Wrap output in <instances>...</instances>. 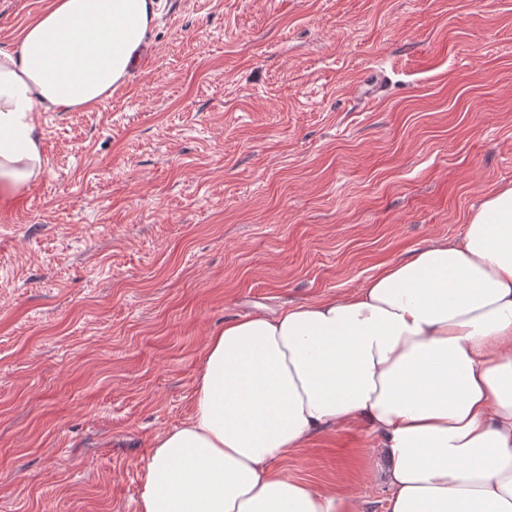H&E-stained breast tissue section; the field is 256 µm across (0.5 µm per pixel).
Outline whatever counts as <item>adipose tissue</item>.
Listing matches in <instances>:
<instances>
[{
	"label": "adipose tissue",
	"mask_w": 512,
	"mask_h": 512,
	"mask_svg": "<svg viewBox=\"0 0 512 512\" xmlns=\"http://www.w3.org/2000/svg\"><path fill=\"white\" fill-rule=\"evenodd\" d=\"M154 16L50 0L0 48V200L43 170L37 113L105 102ZM356 420L388 462V512H512V185L344 297L226 321L190 417L152 443L138 512H361L275 467Z\"/></svg>",
	"instance_id": "ef3b65f1"
}]
</instances>
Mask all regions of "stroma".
Returning <instances> with one entry per match:
<instances>
[{
  "label": "stroma",
  "mask_w": 512,
  "mask_h": 512,
  "mask_svg": "<svg viewBox=\"0 0 512 512\" xmlns=\"http://www.w3.org/2000/svg\"><path fill=\"white\" fill-rule=\"evenodd\" d=\"M46 0H0L14 47ZM0 204V512H137L225 320L339 298L512 184V0H155ZM279 469L387 512L361 421Z\"/></svg>",
  "instance_id": "stroma-1"
}]
</instances>
